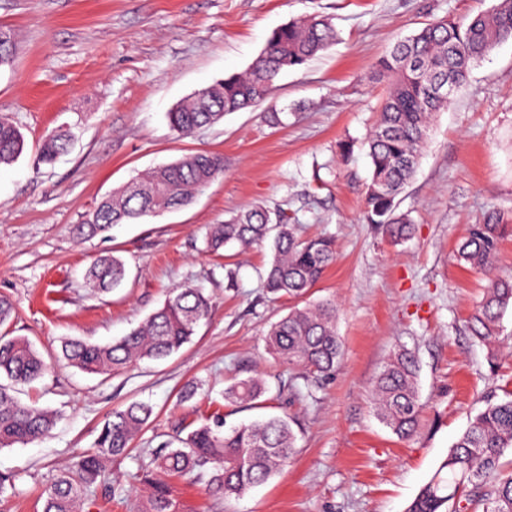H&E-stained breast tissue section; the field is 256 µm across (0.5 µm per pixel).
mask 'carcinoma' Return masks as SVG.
<instances>
[{
	"label": "carcinoma",
	"instance_id": "obj_1",
	"mask_svg": "<svg viewBox=\"0 0 512 512\" xmlns=\"http://www.w3.org/2000/svg\"><path fill=\"white\" fill-rule=\"evenodd\" d=\"M0 66L11 63L15 41L0 30ZM512 38V0H498L490 12L430 21L400 39L370 75L395 82L383 99L378 118L364 146L371 175L365 196L367 222L377 225L394 243L407 240L413 225L395 213V199L414 175L421 150L435 115L449 103L448 81L460 87L497 44ZM336 41L329 18L314 15L274 30L243 75H231L192 93L167 114L170 128L179 136L218 123L224 114L238 112L264 101L275 80L285 70L305 65ZM23 133L0 119V166L9 165L26 150ZM68 148L66 135L47 134L39 160L52 163ZM224 173V155L198 152L160 166L112 192L73 226L80 238L102 235L115 225L192 203L215 177ZM292 217L254 206L222 224H212L204 250L221 256L230 243L242 247L272 240V259L264 288L276 296L299 298L320 281L336 260L330 238L302 239ZM503 234V225L474 224L457 250L459 261L489 270ZM125 276L123 261L114 255L96 260L87 273L89 288L106 293ZM512 306V275L488 280L484 295L470 318L473 336L495 351L503 312ZM210 297L203 289L182 285L168 294L163 305L128 334L108 345L78 338L61 342V355L70 365L95 374H111L144 359H164L190 342L199 324L208 319ZM338 309L330 299L303 308L293 307L264 336L265 352L280 365L326 376L336 371L343 347L336 332ZM48 365L25 337L0 336V448L24 444L47 435L55 415L22 403L15 386L43 377ZM417 361L406 349L394 351L372 382L371 405L376 416L398 437L412 434L421 410ZM266 392L262 379L235 380L224 388L230 404L257 402ZM152 407L132 402L112 410L102 425L94 447L79 454L47 484L42 512H85L86 491L109 487L108 464L126 458L135 437L145 428ZM296 436L286 417H268L224 430L217 417L176 436L177 447L167 443L153 451L152 467L142 474L145 487L136 512H179L172 479L204 482L205 488L226 498L242 497L268 482L288 465ZM512 397L487 400L449 449L431 479L421 488L407 512H449L458 501L463 512L483 506L484 512H512Z\"/></svg>",
	"mask_w": 512,
	"mask_h": 512
}]
</instances>
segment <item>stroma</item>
Instances as JSON below:
<instances>
[{"mask_svg": "<svg viewBox=\"0 0 512 512\" xmlns=\"http://www.w3.org/2000/svg\"><path fill=\"white\" fill-rule=\"evenodd\" d=\"M498 0H0V29L16 52L0 67V117L25 152L0 167V295L16 309L0 332L28 338L50 369L22 386L27 404L58 414L51 432L0 449V471L19 478L0 512H41L42 486L92 447L112 409L152 405L132 454L111 464L114 489L90 492L89 512H132L137 474L152 452L213 414L236 426L272 415L294 421L285 472L245 497L174 481L181 512H406L487 396L512 393V307L497 354L470 333L487 277L456 258L474 224L507 230L496 259L512 272V39L498 44L436 115L417 172L397 198L414 231L392 244L366 222L370 161L363 146L390 82L372 65L427 20L492 9ZM311 14L337 39L282 72L268 98L217 124L177 136L166 114L192 92L243 72L270 32ZM282 123L270 125L267 113ZM60 129L68 152L39 163ZM353 147L342 158L338 145ZM197 151L223 154L224 173L188 207L79 241L74 224L137 173ZM255 205L294 217L305 237L332 236L336 262L309 298L335 300L344 358L328 378L289 370L264 350L288 298L262 286L269 244L215 258L209 225ZM113 253L126 264L111 293L90 294L89 267ZM203 288L212 313L177 354L90 375L59 357L62 338L106 344L135 328L172 288ZM415 353L422 403L415 433L398 438L370 408L372 381L395 348ZM261 375L254 408L225 404L233 380ZM196 387L189 400L182 393Z\"/></svg>", "mask_w": 512, "mask_h": 512, "instance_id": "stroma-1", "label": "stroma"}]
</instances>
